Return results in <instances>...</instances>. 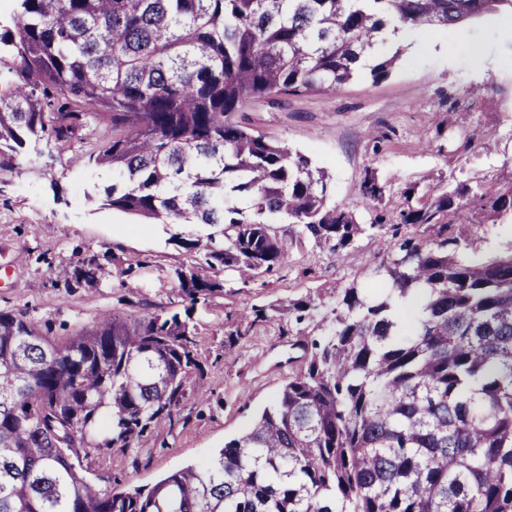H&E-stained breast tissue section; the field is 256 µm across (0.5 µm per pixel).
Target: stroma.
Instances as JSON below:
<instances>
[{"instance_id":"1","label":"stroma","mask_w":512,"mask_h":512,"mask_svg":"<svg viewBox=\"0 0 512 512\" xmlns=\"http://www.w3.org/2000/svg\"><path fill=\"white\" fill-rule=\"evenodd\" d=\"M399 53L392 74L378 82H349L336 91L274 97L246 105L241 115L256 134L309 155L332 176V199L349 206L359 223L371 212L360 194L366 173L388 187L383 206L397 214L404 193L417 198L430 187L465 184L494 191L512 182V13L499 12L454 33L429 31L424 40H390L379 56ZM485 143L463 148L472 130ZM98 127L95 138L63 147L40 143L19 171L0 174V310L24 314L43 333L63 341L97 315L183 311L176 272L195 255L171 241L168 224H143L88 202L89 193L111 184L108 171L75 159L96 140L111 137ZM285 263L245 282L216 271L224 290L192 311L197 327L199 371L186 388L175 425H160L131 449L93 452L84 475L106 488L113 481L148 488L186 466L206 461L226 441L248 431L257 413L275 397L284 379L307 361L302 341L323 338L333 327L334 288L355 280L373 285L371 263L392 249L390 236H365L333 256L299 237ZM466 256L479 260L512 243V221L471 224ZM98 256L104 276L93 287H67L65 273L83 258ZM317 296L311 321L296 322L289 301ZM265 307L235 346V314ZM206 398H199V390Z\"/></svg>"}]
</instances>
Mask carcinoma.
Here are the masks:
<instances>
[{
	"label": "carcinoma",
	"instance_id": "carcinoma-1",
	"mask_svg": "<svg viewBox=\"0 0 512 512\" xmlns=\"http://www.w3.org/2000/svg\"><path fill=\"white\" fill-rule=\"evenodd\" d=\"M0 17V171L41 141L115 135L81 157L117 179L93 199L146 224H204L178 271L184 312L99 316L66 343L0 311V512H512V247L464 262L460 227L512 216V185L405 194L360 186L369 225L329 200L328 173L238 120L273 95L387 78V34L458 28L512 0H13ZM300 235L335 255L367 230L395 251L340 289L334 325L312 341L253 427L209 461L151 488L101 490L82 462L133 448L174 424L198 371L190 308L223 291L212 270L248 282ZM422 226L429 237L401 234ZM94 256L74 268L99 282ZM296 320L314 298L292 303Z\"/></svg>",
	"mask_w": 512,
	"mask_h": 512
}]
</instances>
